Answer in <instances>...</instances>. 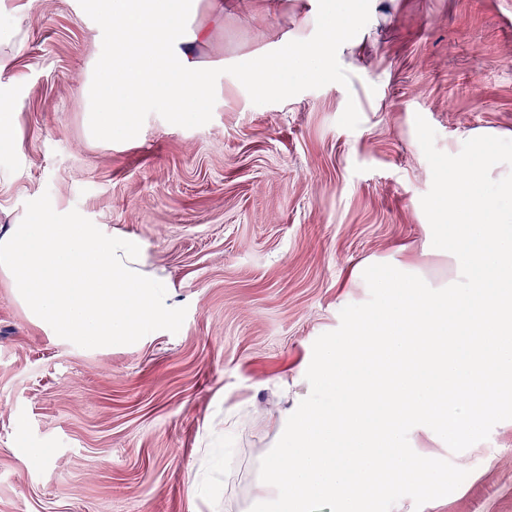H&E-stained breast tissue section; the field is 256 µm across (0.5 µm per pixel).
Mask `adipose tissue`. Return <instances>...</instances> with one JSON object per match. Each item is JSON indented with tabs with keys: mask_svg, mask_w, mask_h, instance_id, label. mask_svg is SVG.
Listing matches in <instances>:
<instances>
[{
	"mask_svg": "<svg viewBox=\"0 0 512 512\" xmlns=\"http://www.w3.org/2000/svg\"><path fill=\"white\" fill-rule=\"evenodd\" d=\"M377 0H323L295 34L285 65L246 74L262 92H288L289 68L316 78L330 33L354 28ZM105 70L82 92L93 133L134 134L156 104L179 120L209 108L195 55L205 28L188 29L196 0H88ZM506 133L474 129L449 150L455 179L438 177L419 258L357 266L351 282L376 301L352 308L346 327L307 361L316 387L277 401L274 433L255 464L240 512H377L406 490L446 486L438 456L413 438L464 444L486 421L512 413V152Z\"/></svg>",
	"mask_w": 512,
	"mask_h": 512,
	"instance_id": "adipose-tissue-1",
	"label": "adipose tissue"
}]
</instances>
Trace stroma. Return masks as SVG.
Segmentation results:
<instances>
[{"mask_svg": "<svg viewBox=\"0 0 512 512\" xmlns=\"http://www.w3.org/2000/svg\"><path fill=\"white\" fill-rule=\"evenodd\" d=\"M0 0V44L28 37L0 72L21 107L0 153V233L49 194L136 237L148 269L187 310L118 349H85L36 327L0 279V512H226L243 497L262 426L249 416L208 500L193 482L201 437L225 411L266 409L347 309L372 301L350 271L418 249L440 163L463 132H512V0H382L337 33L323 77L258 93L243 75L288 52L302 0H243L211 21L208 111L155 106L135 139L93 135L80 93L98 47L85 0ZM364 42L351 54L350 37ZM37 448L52 449L47 460ZM440 495L400 512H512V421L491 420Z\"/></svg>", "mask_w": 512, "mask_h": 512, "instance_id": "1", "label": "stroma"}]
</instances>
